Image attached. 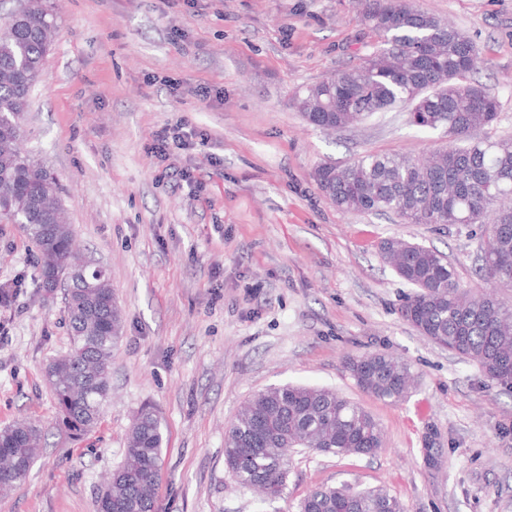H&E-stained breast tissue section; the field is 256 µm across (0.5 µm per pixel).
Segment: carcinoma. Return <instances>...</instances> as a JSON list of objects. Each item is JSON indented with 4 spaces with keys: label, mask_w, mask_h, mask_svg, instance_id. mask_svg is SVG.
I'll list each match as a JSON object with an SVG mask.
<instances>
[{
    "label": "carcinoma",
    "mask_w": 512,
    "mask_h": 512,
    "mask_svg": "<svg viewBox=\"0 0 512 512\" xmlns=\"http://www.w3.org/2000/svg\"><path fill=\"white\" fill-rule=\"evenodd\" d=\"M363 20L381 44L357 66L308 87L293 104L312 126L338 132L378 112L407 108L417 126L442 129L445 145L427 157L365 154L347 164L319 166L317 184L345 212L390 214L400 224H477L486 281L512 284V139L487 136L498 101L473 81L476 45L410 0H364ZM56 17L45 0H28L0 33V222L19 225L34 242L41 287L68 280L72 345L53 360L46 380L65 423H98L112 390V355L123 322L105 270L89 281L75 274L74 234L59 203L62 188L21 149V118L49 50ZM384 260L414 288L401 314L427 340L475 362L490 380L512 389L503 358L512 360V307L490 292L461 288L447 255L420 243L388 238ZM357 385L377 398L406 397L412 376L403 360L375 353L348 362ZM40 430L22 419L0 430V489L23 481L35 459ZM167 429L151 408L134 418L121 465L97 497V512H155ZM325 454L372 455L383 446L374 418L337 391L302 385L256 393L224 436L225 464L240 485L265 499L283 492L290 447ZM299 512H406L382 487L321 486Z\"/></svg>",
    "instance_id": "cac0c4a2"
}]
</instances>
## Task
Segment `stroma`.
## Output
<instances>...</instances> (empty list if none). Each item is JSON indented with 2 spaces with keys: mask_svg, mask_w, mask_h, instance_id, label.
<instances>
[{
  "mask_svg": "<svg viewBox=\"0 0 512 512\" xmlns=\"http://www.w3.org/2000/svg\"><path fill=\"white\" fill-rule=\"evenodd\" d=\"M479 48L478 79L512 137V0H414ZM53 45L22 118L25 149L60 180L84 262L104 267L123 317L112 401L85 431L65 426L44 374L71 345L64 296L37 282L35 247L0 224V428L41 430L26 479L0 512H97L135 415L168 433L157 512H296L321 485L384 486L408 512H512V390L420 336L400 308L412 288L378 245L437 248L459 283L486 285L480 229L347 213L313 178L362 154L417 156L441 131L385 112L326 134L296 93L358 64L378 39L358 0H54ZM183 126L186 146L155 134ZM190 182H183L182 174ZM391 353L415 384L400 402L359 388L346 360ZM336 390L379 422L373 456L303 451L286 488L260 501L224 463V427L271 385ZM436 456L428 465L427 456Z\"/></svg>",
  "mask_w": 512,
  "mask_h": 512,
  "instance_id": "1",
  "label": "stroma"
}]
</instances>
